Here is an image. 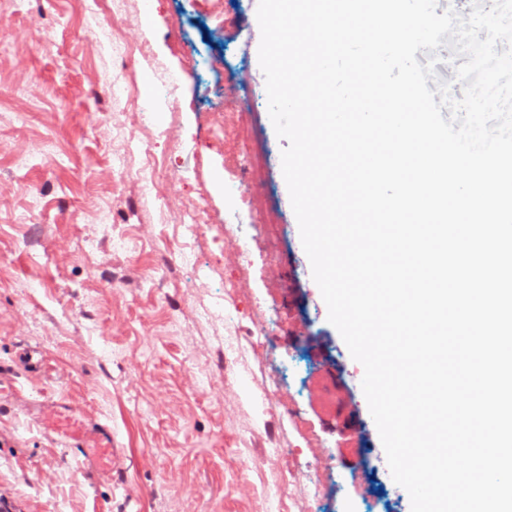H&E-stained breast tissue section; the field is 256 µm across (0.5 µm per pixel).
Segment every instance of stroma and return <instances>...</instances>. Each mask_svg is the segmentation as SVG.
<instances>
[{
    "label": "stroma",
    "instance_id": "obj_1",
    "mask_svg": "<svg viewBox=\"0 0 512 512\" xmlns=\"http://www.w3.org/2000/svg\"><path fill=\"white\" fill-rule=\"evenodd\" d=\"M135 4L101 0L90 14L83 0H0V497L11 512H294L288 473L311 466L323 489L310 512H411L405 489L377 479L388 464L364 368L328 322L302 246L282 177L288 142L261 96L257 0H232L221 19L209 0H151L126 30L150 45L147 60L97 38ZM203 33L224 51L222 74L192 68ZM161 68L181 76L172 134L150 81ZM117 76L131 98H113ZM207 101L240 112L236 135L216 136L199 110ZM119 113L149 128L166 167L158 188L133 189L140 152L126 178L114 170ZM236 160L237 199L224 193ZM186 200L236 214L254 248L241 252L220 224L185 241L163 215ZM116 235L126 251H112ZM87 239L93 250L79 251ZM230 281L247 353L228 379L216 308ZM194 315L203 323L190 332L171 328ZM305 331L317 342L302 359L290 340ZM28 349L40 367L23 368ZM34 399L106 421L120 452L111 476L84 471L52 418L30 411ZM256 429L285 457L253 464L242 442Z\"/></svg>",
    "mask_w": 512,
    "mask_h": 512
}]
</instances>
